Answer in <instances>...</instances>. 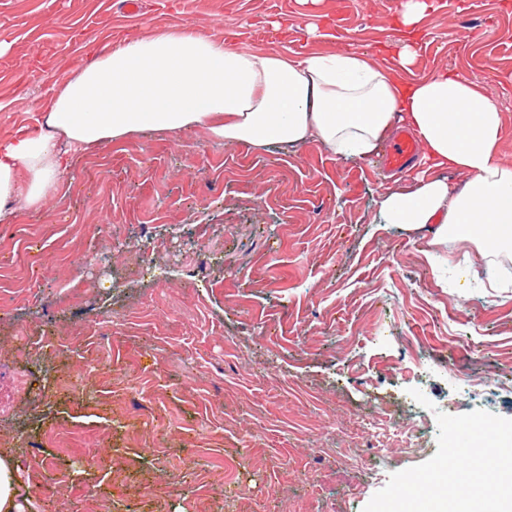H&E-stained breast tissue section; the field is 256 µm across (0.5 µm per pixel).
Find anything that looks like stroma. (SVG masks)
Listing matches in <instances>:
<instances>
[{
	"label": "stroma",
	"mask_w": 512,
	"mask_h": 512,
	"mask_svg": "<svg viewBox=\"0 0 512 512\" xmlns=\"http://www.w3.org/2000/svg\"><path fill=\"white\" fill-rule=\"evenodd\" d=\"M398 3L0 0V138L96 44L150 28L384 67L403 35L418 75L497 97L512 163V0H428L408 33ZM389 184L376 155L194 128L76 156L58 196L0 224V448L30 512H362L436 453V412L512 419V287H476L466 245L386 223Z\"/></svg>",
	"instance_id": "35a3bbf8"
}]
</instances>
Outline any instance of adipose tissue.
Here are the masks:
<instances>
[{
  "label": "adipose tissue",
  "mask_w": 512,
  "mask_h": 512,
  "mask_svg": "<svg viewBox=\"0 0 512 512\" xmlns=\"http://www.w3.org/2000/svg\"><path fill=\"white\" fill-rule=\"evenodd\" d=\"M418 56L396 44L394 69L353 51L257 53L186 26L113 44L50 91L36 126L0 140V224L57 196L74 153L146 133L205 129L257 149L320 144L332 158L374 154L393 123L413 129L428 172L387 189V223L432 230L431 245L512 244V165L500 151L503 113L493 94L459 75L414 76ZM408 79H401V72ZM466 174L457 188L445 171Z\"/></svg>",
  "instance_id": "1"
}]
</instances>
